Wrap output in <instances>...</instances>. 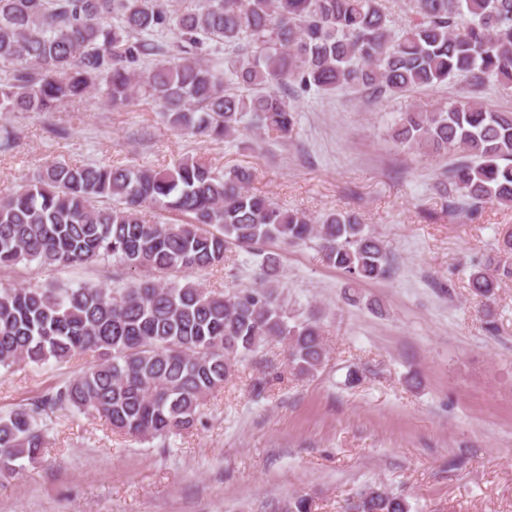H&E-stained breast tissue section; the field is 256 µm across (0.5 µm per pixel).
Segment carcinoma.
<instances>
[{
  "mask_svg": "<svg viewBox=\"0 0 512 512\" xmlns=\"http://www.w3.org/2000/svg\"><path fill=\"white\" fill-rule=\"evenodd\" d=\"M401 28L385 0H201L181 13L158 0H0V112H42L96 94L114 105L143 98L173 130L203 141L230 138L246 115L271 139L295 130L281 88L297 84L394 96L461 77L512 90V0H408ZM174 27L161 49L149 37ZM227 47L219 67L204 45ZM163 54L146 73L144 57ZM392 140L452 156L445 193L474 206H512V111L475 100L405 112ZM247 167L216 171L203 156L166 168L53 161L0 196V266L36 261L68 267L112 260L128 271L121 288H0V368L41 367L91 352L89 367L0 414V477L37 464L59 410L98 415L117 434L142 440L193 429L209 396L238 363L269 341L287 344L300 375L326 357L315 316H288L279 263L263 255V284L208 291L190 274L221 267L234 245L317 241L345 276V299L391 277L381 240L351 213L312 219L251 190ZM153 204L173 215L149 221ZM495 259L470 274L489 302ZM358 512H409L400 497L373 490Z\"/></svg>",
  "mask_w": 512,
  "mask_h": 512,
  "instance_id": "obj_1",
  "label": "carcinoma"
}]
</instances>
